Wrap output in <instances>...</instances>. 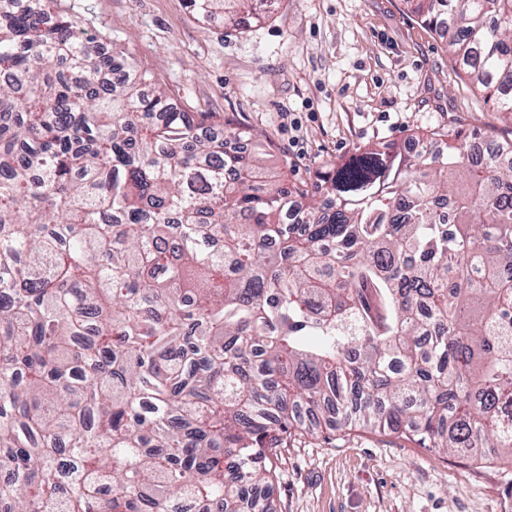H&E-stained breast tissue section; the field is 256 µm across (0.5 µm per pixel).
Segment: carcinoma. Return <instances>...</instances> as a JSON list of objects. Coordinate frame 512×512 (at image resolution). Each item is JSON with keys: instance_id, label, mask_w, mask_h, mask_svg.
<instances>
[{"instance_id": "1", "label": "carcinoma", "mask_w": 512, "mask_h": 512, "mask_svg": "<svg viewBox=\"0 0 512 512\" xmlns=\"http://www.w3.org/2000/svg\"><path fill=\"white\" fill-rule=\"evenodd\" d=\"M408 3L512 121V0ZM73 9L0 0V512H276L322 421L512 462V142L290 185Z\"/></svg>"}]
</instances>
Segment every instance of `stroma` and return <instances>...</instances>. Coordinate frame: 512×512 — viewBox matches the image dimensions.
<instances>
[{
	"label": "stroma",
	"instance_id": "stroma-1",
	"mask_svg": "<svg viewBox=\"0 0 512 512\" xmlns=\"http://www.w3.org/2000/svg\"><path fill=\"white\" fill-rule=\"evenodd\" d=\"M75 5L176 103L261 134L267 167L296 186L426 131L512 140V122L406 0H281L238 29L199 20L188 0ZM275 466L277 512H512V462L475 464L398 434L318 428L289 438Z\"/></svg>",
	"mask_w": 512,
	"mask_h": 512
}]
</instances>
